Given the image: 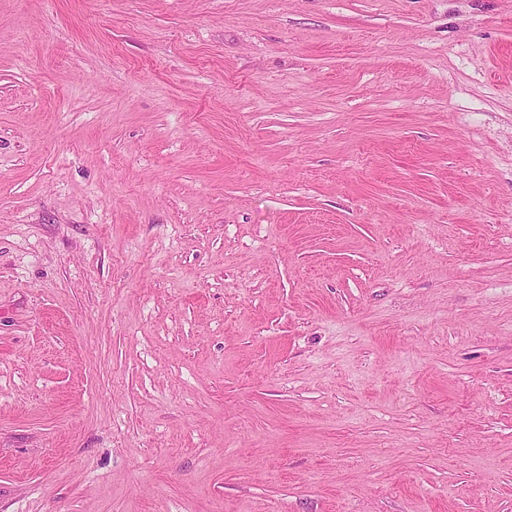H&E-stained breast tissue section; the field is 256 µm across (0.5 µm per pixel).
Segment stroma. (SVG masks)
I'll use <instances>...</instances> for the list:
<instances>
[{"label":"stroma","instance_id":"stroma-1","mask_svg":"<svg viewBox=\"0 0 512 512\" xmlns=\"http://www.w3.org/2000/svg\"><path fill=\"white\" fill-rule=\"evenodd\" d=\"M0 512H512V0H0Z\"/></svg>","mask_w":512,"mask_h":512}]
</instances>
